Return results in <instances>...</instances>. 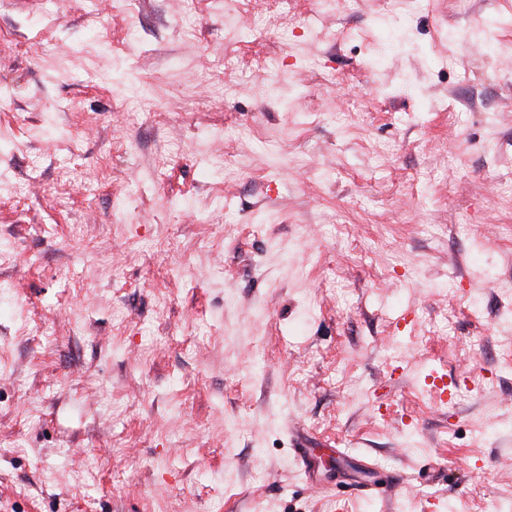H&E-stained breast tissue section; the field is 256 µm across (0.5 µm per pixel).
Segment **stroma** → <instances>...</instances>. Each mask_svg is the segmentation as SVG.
<instances>
[{
  "label": "stroma",
  "mask_w": 512,
  "mask_h": 512,
  "mask_svg": "<svg viewBox=\"0 0 512 512\" xmlns=\"http://www.w3.org/2000/svg\"><path fill=\"white\" fill-rule=\"evenodd\" d=\"M225 2L0 0V512H492L512 0Z\"/></svg>",
  "instance_id": "stroma-1"
}]
</instances>
